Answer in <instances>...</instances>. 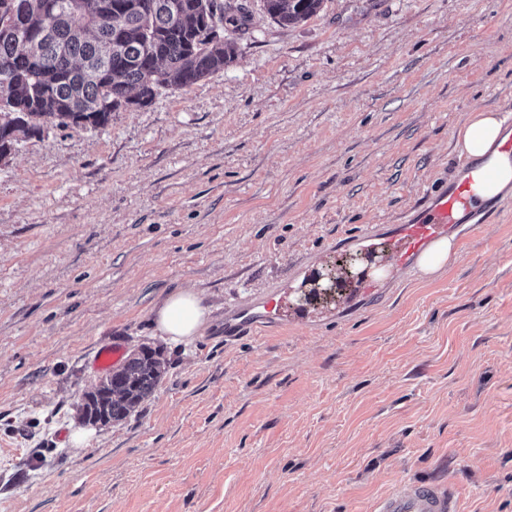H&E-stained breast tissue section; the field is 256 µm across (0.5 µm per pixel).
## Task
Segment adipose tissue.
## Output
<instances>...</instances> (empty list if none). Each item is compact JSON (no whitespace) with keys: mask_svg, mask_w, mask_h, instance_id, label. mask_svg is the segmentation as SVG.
<instances>
[{"mask_svg":"<svg viewBox=\"0 0 512 512\" xmlns=\"http://www.w3.org/2000/svg\"><path fill=\"white\" fill-rule=\"evenodd\" d=\"M508 134L505 121L495 112L470 113L456 134L460 153L482 161L495 177L484 184L481 201L506 197L512 193V156L500 147ZM210 312L190 289L176 291L165 298L154 311V323L161 336L171 343H182L198 336L209 322Z\"/></svg>","mask_w":512,"mask_h":512,"instance_id":"ef3b65f1","label":"adipose tissue"}]
</instances>
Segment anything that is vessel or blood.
I'll use <instances>...</instances> for the list:
<instances>
[{
  "label": "vessel or blood",
  "instance_id": "vessel-or-blood-1",
  "mask_svg": "<svg viewBox=\"0 0 512 512\" xmlns=\"http://www.w3.org/2000/svg\"><path fill=\"white\" fill-rule=\"evenodd\" d=\"M489 177L480 164L463 161L460 171L427 194L413 211L398 224L392 225L389 235H382L377 226H366L360 238L365 251H385L392 257L396 270L412 269L419 257L434 243L449 235L463 236L470 225L486 222L496 210L495 203L476 206L479 188ZM289 292L277 288L257 302L235 308L224 317V335L234 339L256 334L266 324L282 327L293 324ZM452 494L427 483H401L379 499L372 512H457Z\"/></svg>",
  "mask_w": 512,
  "mask_h": 512
}]
</instances>
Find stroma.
I'll use <instances>...</instances> for the list:
<instances>
[{"label":"stroma","instance_id":"obj_1","mask_svg":"<svg viewBox=\"0 0 512 512\" xmlns=\"http://www.w3.org/2000/svg\"><path fill=\"white\" fill-rule=\"evenodd\" d=\"M224 11L248 17L224 71L0 161V512H368L414 479L512 512V196L432 277L366 299L353 278L224 338L225 311L326 276L447 181L466 116L512 97V0ZM185 287L210 321L172 344L152 310ZM110 345L166 372L92 426ZM264 8L273 19L283 25L299 24L322 7L323 0H264Z\"/></svg>","mask_w":512,"mask_h":512}]
</instances>
